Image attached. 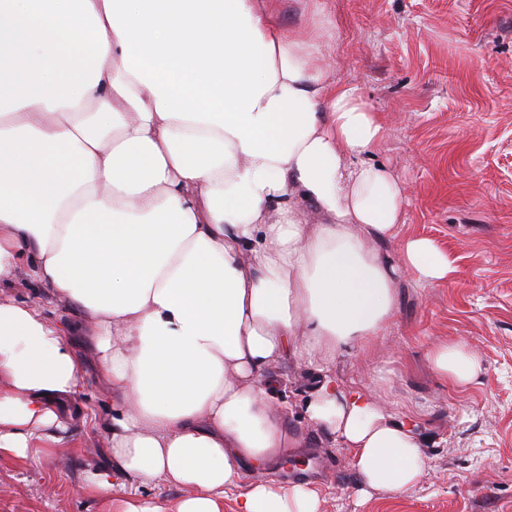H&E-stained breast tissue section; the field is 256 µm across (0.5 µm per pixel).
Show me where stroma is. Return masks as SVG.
Listing matches in <instances>:
<instances>
[{
  "label": "stroma",
  "mask_w": 512,
  "mask_h": 512,
  "mask_svg": "<svg viewBox=\"0 0 512 512\" xmlns=\"http://www.w3.org/2000/svg\"><path fill=\"white\" fill-rule=\"evenodd\" d=\"M271 20L320 26L336 76L385 122L368 162L404 189L402 234L432 238L447 281L395 283L396 312L369 354L332 369L346 388L384 378L394 410L419 414L426 472L412 492L361 501L350 449L333 448L304 415L306 369L281 361L279 402L302 450L280 483L310 480L323 512H512V0H269ZM481 358L460 390L433 372L440 339ZM112 405L83 368L70 435L27 458L0 457V512H113L85 481L111 466L102 443Z\"/></svg>",
  "instance_id": "35a3bbf8"
}]
</instances>
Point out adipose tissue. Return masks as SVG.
Listing matches in <instances>:
<instances>
[{
	"label": "adipose tissue",
	"mask_w": 512,
	"mask_h": 512,
	"mask_svg": "<svg viewBox=\"0 0 512 512\" xmlns=\"http://www.w3.org/2000/svg\"><path fill=\"white\" fill-rule=\"evenodd\" d=\"M383 133L320 29L270 23L264 0H0V279L78 317L0 301V456L68 436L87 325L114 406L89 485L113 512H163L124 494L154 479L184 489L175 512H223L231 489L235 512H321L311 482L269 475L296 451L270 400L284 359L313 369L305 413L350 449L361 497L412 490L418 415L331 368L392 322L397 271H451L399 234L402 188L364 159ZM430 357L461 389L483 373L459 341Z\"/></svg>",
	"instance_id": "adipose-tissue-1"
}]
</instances>
